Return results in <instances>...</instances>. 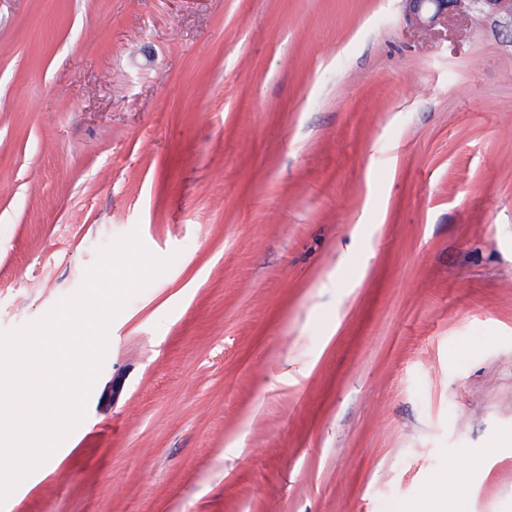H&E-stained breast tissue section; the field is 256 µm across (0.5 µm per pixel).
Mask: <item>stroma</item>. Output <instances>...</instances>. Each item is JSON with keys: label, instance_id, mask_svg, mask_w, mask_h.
I'll return each instance as SVG.
<instances>
[{"label": "stroma", "instance_id": "obj_1", "mask_svg": "<svg viewBox=\"0 0 512 512\" xmlns=\"http://www.w3.org/2000/svg\"><path fill=\"white\" fill-rule=\"evenodd\" d=\"M134 229L176 260L0 512H417L471 461L512 512V22L0 0V331Z\"/></svg>", "mask_w": 512, "mask_h": 512}]
</instances>
